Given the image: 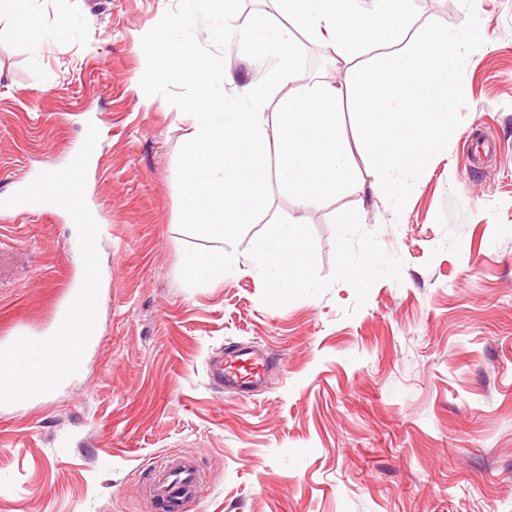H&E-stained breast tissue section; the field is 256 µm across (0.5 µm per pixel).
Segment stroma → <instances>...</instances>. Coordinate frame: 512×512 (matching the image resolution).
<instances>
[{"instance_id": "35a3bbf8", "label": "stroma", "mask_w": 512, "mask_h": 512, "mask_svg": "<svg viewBox=\"0 0 512 512\" xmlns=\"http://www.w3.org/2000/svg\"><path fill=\"white\" fill-rule=\"evenodd\" d=\"M178 0H21L0 22V197L65 167L88 124L101 131L85 195L111 225L101 242L97 341L77 379L48 397L0 405V512H148L154 469L179 457L202 478L191 512H512V0H475L483 45L463 75L468 104L401 214L368 188L374 170L342 117L358 185L300 208L272 185L239 256L293 222L306 274L271 290L234 271L198 287L180 272L177 157L187 114L146 96L142 36ZM67 13L78 33L29 49ZM310 66L281 84L346 82L359 59L305 40ZM224 90L261 80L238 44ZM497 147L467 173L473 137ZM0 333L48 336L80 260L57 208L0 230ZM380 256L382 272L352 266ZM322 283L303 288L304 275ZM237 346L273 354L267 387L218 388L210 359Z\"/></svg>"}]
</instances>
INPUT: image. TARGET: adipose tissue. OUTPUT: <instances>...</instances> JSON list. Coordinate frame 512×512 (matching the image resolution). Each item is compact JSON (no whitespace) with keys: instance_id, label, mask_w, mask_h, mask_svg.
I'll return each instance as SVG.
<instances>
[{"instance_id":"1","label":"adipose tissue","mask_w":512,"mask_h":512,"mask_svg":"<svg viewBox=\"0 0 512 512\" xmlns=\"http://www.w3.org/2000/svg\"><path fill=\"white\" fill-rule=\"evenodd\" d=\"M296 237L294 225H280L268 243L248 256V266L267 287H286L291 269L309 266V256L295 246Z\"/></svg>"}]
</instances>
